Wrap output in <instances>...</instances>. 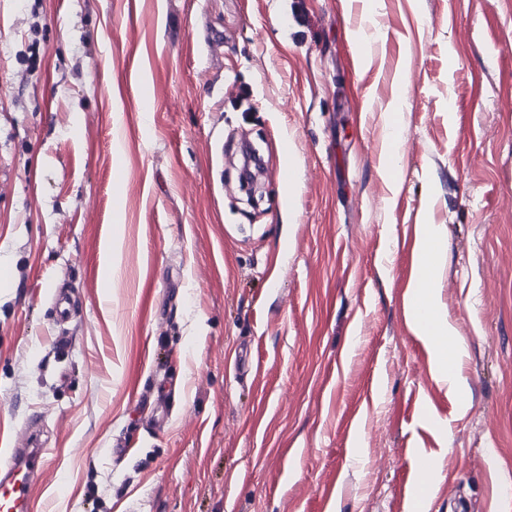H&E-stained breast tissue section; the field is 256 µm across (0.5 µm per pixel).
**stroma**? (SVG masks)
I'll return each instance as SVG.
<instances>
[{
  "label": "stroma",
  "mask_w": 512,
  "mask_h": 512,
  "mask_svg": "<svg viewBox=\"0 0 512 512\" xmlns=\"http://www.w3.org/2000/svg\"><path fill=\"white\" fill-rule=\"evenodd\" d=\"M34 422L35 512H512V0H0V428ZM420 270L412 285V296L424 298L428 313L419 314L412 309V317L423 336H429L435 345L436 366L440 377L448 378V347L446 336H451V328L441 318L436 304L435 293L438 283L434 269L439 263V250L442 246L440 228L435 224L421 225L420 233Z\"/></svg>",
  "instance_id": "35a3bbf8"
}]
</instances>
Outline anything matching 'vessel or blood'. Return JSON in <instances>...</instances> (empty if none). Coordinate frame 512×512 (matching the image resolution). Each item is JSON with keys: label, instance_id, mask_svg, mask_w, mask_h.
<instances>
[{"label": "vessel or blood", "instance_id": "vessel-or-blood-1", "mask_svg": "<svg viewBox=\"0 0 512 512\" xmlns=\"http://www.w3.org/2000/svg\"><path fill=\"white\" fill-rule=\"evenodd\" d=\"M48 453L39 436L23 448L0 436V512H33L32 489Z\"/></svg>", "mask_w": 512, "mask_h": 512}]
</instances>
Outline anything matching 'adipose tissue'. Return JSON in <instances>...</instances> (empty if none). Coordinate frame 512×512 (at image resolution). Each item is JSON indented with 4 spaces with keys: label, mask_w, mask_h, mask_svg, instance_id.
Segmentation results:
<instances>
[{
    "label": "adipose tissue",
    "mask_w": 512,
    "mask_h": 512,
    "mask_svg": "<svg viewBox=\"0 0 512 512\" xmlns=\"http://www.w3.org/2000/svg\"><path fill=\"white\" fill-rule=\"evenodd\" d=\"M420 270L412 286L414 297L425 299L427 314H415L414 321L422 335L430 337L435 345L436 366L440 376L448 374V347L446 338L451 329L438 312L435 293L438 286L434 269L439 262L442 237L439 228L433 224L421 227Z\"/></svg>",
    "instance_id": "ef3b65f1"
}]
</instances>
